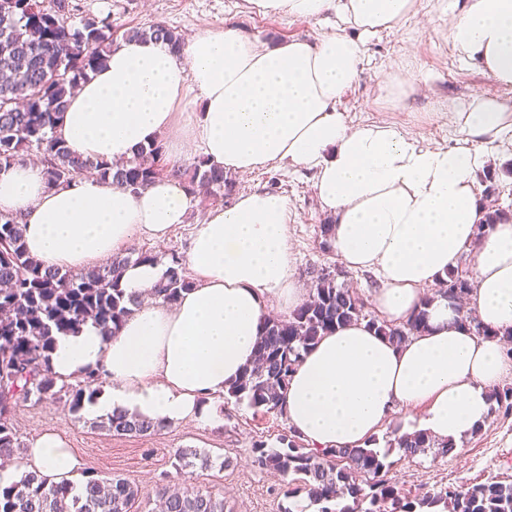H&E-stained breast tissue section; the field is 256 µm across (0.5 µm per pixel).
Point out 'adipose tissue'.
I'll return each instance as SVG.
<instances>
[{
  "label": "adipose tissue",
  "instance_id": "adipose-tissue-1",
  "mask_svg": "<svg viewBox=\"0 0 512 512\" xmlns=\"http://www.w3.org/2000/svg\"><path fill=\"white\" fill-rule=\"evenodd\" d=\"M262 15L315 19L335 13L339 31L265 45L228 26L206 31L181 50L124 39L69 99L56 134L81 156L119 163L156 139L170 156L200 146L211 165L247 175L274 162L311 170L322 208L335 217L330 241L347 268L373 274L387 323L426 308L428 328L396 346L365 322L336 328L303 358L284 413L315 450L357 447L401 407L422 409V431L460 442L483 426L490 391L506 370L495 337L476 336L451 300L425 302L424 290L472 252L468 309L489 329H512V220L487 227L478 142L512 143V112L484 96L449 108L460 139L424 144L387 122L353 125L342 93L360 76L365 43L395 29L418 0H246ZM448 39L493 81L512 85V0H456ZM195 108L185 120V101ZM187 184L162 177L139 193L80 177L48 185L44 166L0 169V212L18 217L25 244L42 265L77 270L112 257L138 232L162 239L185 223ZM195 284L172 306L147 300L106 336L93 321L56 334L51 368L59 380L100 370L106 383L85 406L163 424L219 423L213 398L251 363L271 305L303 299L290 258L288 205L268 191L236 196L210 211L191 242ZM80 461L59 435L42 436L24 458L0 467V489L36 470L57 481Z\"/></svg>",
  "mask_w": 512,
  "mask_h": 512
}]
</instances>
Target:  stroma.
<instances>
[{
	"mask_svg": "<svg viewBox=\"0 0 512 512\" xmlns=\"http://www.w3.org/2000/svg\"><path fill=\"white\" fill-rule=\"evenodd\" d=\"M455 0H420L418 12L400 29L382 31L370 37L361 63V77L340 100V111L352 123L389 122L398 130L416 132L431 146H450L460 133L449 125V106L465 104L471 96L497 99L512 109V86L495 84L479 67L458 57L449 40L448 24ZM83 14L111 16L114 27H146L163 22L183 37L203 32L238 28L260 42L274 45L295 37L315 38L334 29L335 20L297 19L285 15L265 16L250 12L245 0H80ZM400 78L413 84L405 102L393 101L383 84ZM491 169L480 172V186H494L486 197L489 209L512 214V175L505 168L512 163V152L493 142L481 148ZM266 190L288 202V238L295 276L301 288H311L321 270H329L337 283L352 288L374 314V295L379 287L372 274L347 269L332 249L323 247L322 225L333 218L321 208L313 187V173L284 163H273L253 174L235 180L231 194L215 199L193 198L186 223L174 225L167 237L155 239L136 234L128 243L131 251H151L162 261L171 254L187 256L196 226L207 213L229 205L235 194ZM215 404L219 424L203 422L169 423L146 437L115 436L101 429L85 413H69L64 402L33 404L18 402L13 420L27 444L47 432L62 435L80 459L83 469L118 474L137 484L142 491L154 488L161 472L171 470L174 455L182 448L209 452L212 457L229 459V467L206 471L189 470L179 477L180 487L209 491L222 496L227 512H296L307 502L306 492H294L292 476L260 469L254 462L255 440L277 447V437L286 432L284 417L255 416L248 401L224 397ZM389 476L399 487L423 492L448 485L472 484L495 476L512 481V415L492 411L485 425L462 440L458 451L446 457L425 452L413 458L384 456Z\"/></svg>",
	"mask_w": 512,
	"mask_h": 512,
	"instance_id": "1",
	"label": "stroma"
}]
</instances>
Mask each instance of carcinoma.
I'll use <instances>...</instances> for the list:
<instances>
[{"label": "carcinoma", "instance_id": "cac0c4a2", "mask_svg": "<svg viewBox=\"0 0 512 512\" xmlns=\"http://www.w3.org/2000/svg\"><path fill=\"white\" fill-rule=\"evenodd\" d=\"M78 11L71 0H0V168L37 156L50 186L88 176L135 194L160 177L176 176L195 196L223 194L231 184L204 157L185 168L160 167L165 152L161 141L138 148L131 159L114 166L80 156L54 135L68 98L89 73L106 63L117 39L110 17L78 20ZM123 37L154 39L175 48L184 44L182 35L162 22L129 29ZM156 260V254L142 251L134 259L118 253L103 267L79 272L46 269L28 252L22 224L0 213V456H18L26 448L11 419L18 401L53 402L66 393L69 411L77 413L99 393L101 377L94 370L86 372L78 386L67 391L57 387L50 365L55 334L92 317L109 335H118L137 304L136 297L120 287L124 268L134 261ZM192 284L182 259L173 255L154 292L173 304ZM469 290V281L452 271L439 292L459 300ZM354 321L366 322L396 345L428 328L424 309L399 326L366 314L352 290L322 272L309 298L288 318L265 322L256 363L230 383L225 394L248 401L264 414L283 415L285 391L303 352ZM491 400L504 414L512 413L511 386L492 390ZM100 427L116 436L141 437L160 431L164 424L119 411ZM279 443L281 447L270 448L257 442L254 462L266 471L297 476L318 512H512V482L490 477L483 483L411 494L388 478L380 454L372 448L314 453L305 450L293 430L282 434ZM395 443L407 456L427 448L444 456L454 448L422 432L406 433ZM212 466L210 454L191 448L179 450L173 463L178 475L187 468ZM73 490L69 481L49 483L30 471L0 492V512H132L142 494L118 475L93 470L85 472L81 493ZM154 493L160 512H225L224 498L210 492H181L166 482L156 485Z\"/></svg>", "mask_w": 512, "mask_h": 512}]
</instances>
